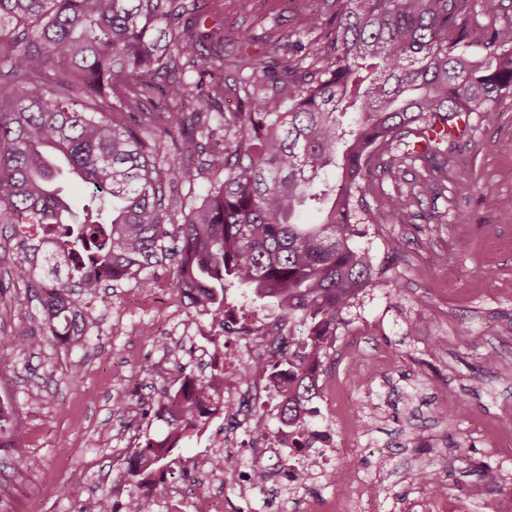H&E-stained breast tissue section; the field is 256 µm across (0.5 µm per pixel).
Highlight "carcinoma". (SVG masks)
<instances>
[{
  "mask_svg": "<svg viewBox=\"0 0 512 512\" xmlns=\"http://www.w3.org/2000/svg\"><path fill=\"white\" fill-rule=\"evenodd\" d=\"M479 14L487 23L476 28ZM326 24L328 43L310 42L306 57L287 36L255 56L247 28L202 31L199 0H0V224L74 229L28 243L16 268L39 291L43 335L82 345L100 273L150 288L148 271L169 260L173 287L214 317L224 291L239 288L299 326L281 360L294 379L282 416L305 412L343 312L386 273L356 244L355 195L407 163L420 170L399 208L440 194L448 138L415 144L461 114L495 121L487 105L512 93V16L500 0H313L299 37ZM228 66L233 112L219 87L198 91ZM185 71L199 82L185 83ZM224 133L223 151L192 161L198 138ZM206 171L222 178L173 222L170 191ZM65 174L96 207L77 215L59 191ZM310 204L320 220L303 224ZM193 415L165 394L156 417L166 435L127 456L132 512L145 478L187 472L171 446Z\"/></svg>",
  "mask_w": 512,
  "mask_h": 512,
  "instance_id": "1",
  "label": "carcinoma"
}]
</instances>
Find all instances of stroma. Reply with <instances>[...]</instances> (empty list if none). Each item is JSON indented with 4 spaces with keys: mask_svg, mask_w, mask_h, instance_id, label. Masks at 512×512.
Here are the masks:
<instances>
[{
    "mask_svg": "<svg viewBox=\"0 0 512 512\" xmlns=\"http://www.w3.org/2000/svg\"><path fill=\"white\" fill-rule=\"evenodd\" d=\"M207 3L208 13L223 15L225 34L250 28L256 54L270 32L296 31L307 8L306 0H249L233 13L223 0ZM491 109L493 122L470 113L438 198H420L394 223H368L382 199L405 194L416 174L409 167L375 179L356 210L358 243L387 276L344 312L320 378L353 375L366 386L348 409L365 426L337 431L348 448L336 466L370 485L379 512H425L433 493L414 467L429 459L440 461L442 491L460 512L512 498V459L489 455L470 422L475 412L494 425L500 405H512V379L501 373L512 360V96ZM461 213L466 222H457ZM396 240L403 249L395 256ZM26 261V249L0 226V347L18 353L0 376V396L23 431L21 444L0 447V512H96V500L113 491L128 439L165 436L158 403L185 375L204 373L193 352L205 339L182 335L175 321L114 330L113 313L146 294L123 284L104 286L93 301L83 347L47 340L29 348L43 327L34 289L15 275ZM391 350L398 359L374 376L376 359ZM121 394L130 410L119 417L113 402Z\"/></svg>",
    "mask_w": 512,
    "mask_h": 512,
    "instance_id": "stroma-1",
    "label": "stroma"
}]
</instances>
